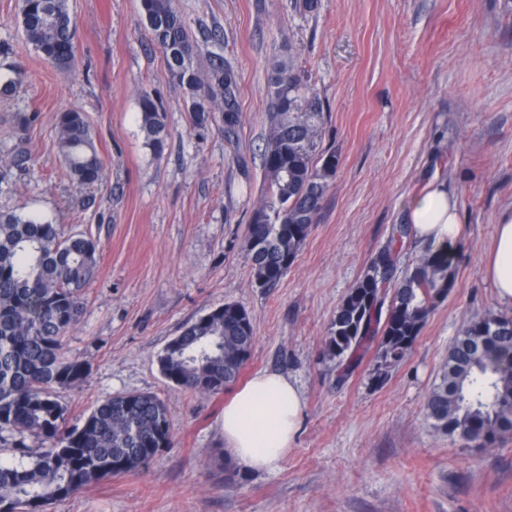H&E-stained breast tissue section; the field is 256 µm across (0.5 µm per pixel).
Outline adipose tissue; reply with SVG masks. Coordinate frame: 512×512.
<instances>
[{"instance_id": "adipose-tissue-1", "label": "adipose tissue", "mask_w": 512, "mask_h": 512, "mask_svg": "<svg viewBox=\"0 0 512 512\" xmlns=\"http://www.w3.org/2000/svg\"><path fill=\"white\" fill-rule=\"evenodd\" d=\"M406 221L418 241L443 249L453 246L461 232L457 201L439 179L409 200ZM485 273L498 298L512 304V211L503 212L495 226ZM302 416V397L288 377L258 372L224 407L226 449L245 468L277 470Z\"/></svg>"}]
</instances>
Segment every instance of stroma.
<instances>
[{
	"label": "stroma",
	"instance_id": "obj_1",
	"mask_svg": "<svg viewBox=\"0 0 512 512\" xmlns=\"http://www.w3.org/2000/svg\"><path fill=\"white\" fill-rule=\"evenodd\" d=\"M203 72L231 65L241 124L233 138L190 123L182 90L151 41L139 0H69L77 25L66 72L42 59L0 0V62L24 70L0 98V211L21 210L100 243L85 311L66 352L88 369L61 394L69 423L109 396L147 392L168 409L173 448L137 476L112 477L48 512H512V436L490 448L438 433L425 405L461 327L512 316L485 277L500 214L512 209V0H175ZM292 56L320 102L315 151L339 165L318 224L275 288H256L244 243L265 195L261 151L274 61ZM147 89L166 114L153 154L136 119ZM86 113L105 160L101 181L71 182L57 154L58 113ZM35 114L17 132L18 113ZM461 215L455 282L406 360L384 382L367 353L339 377L323 348L329 324L405 205L433 177ZM254 317L240 378L294 380L301 429L282 467L232 476L227 394L194 395L156 356L182 326L224 303Z\"/></svg>",
	"mask_w": 512,
	"mask_h": 512
}]
</instances>
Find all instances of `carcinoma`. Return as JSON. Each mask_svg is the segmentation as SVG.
Returning a JSON list of instances; mask_svg holds the SVG:
<instances>
[{
  "mask_svg": "<svg viewBox=\"0 0 512 512\" xmlns=\"http://www.w3.org/2000/svg\"><path fill=\"white\" fill-rule=\"evenodd\" d=\"M139 3L170 76L186 94L192 124H220L233 135L240 115L232 66L202 76L197 46L173 0ZM19 10L33 49L69 70L77 28L68 0H20ZM269 88L265 198L251 217L246 245L253 283L264 290L276 287L318 223L339 164L334 151L313 154L320 105L292 57L274 62ZM137 120L146 147L162 153L165 113L147 91L139 93ZM55 144L73 182L101 179L102 158L84 112L59 113ZM411 233L410 224L392 225L387 243L336 308L324 355L336 361L341 379L373 347L375 377L385 379L448 298L455 279L448 253L429 249L398 271ZM99 258V243L90 236H64L35 214L0 213V445L13 452L0 459V512H47L52 502L85 486L141 472L173 447L165 403L150 393L110 396L81 423L67 422L59 392L78 385L87 364L65 348L84 313V292ZM253 344V316L228 302L185 324L158 353L157 364L176 388L217 395L237 381ZM426 415L437 432L476 448L512 435V317L490 315L461 330Z\"/></svg>",
  "mask_w": 512,
  "mask_h": 512,
  "instance_id": "obj_1",
  "label": "carcinoma"
}]
</instances>
